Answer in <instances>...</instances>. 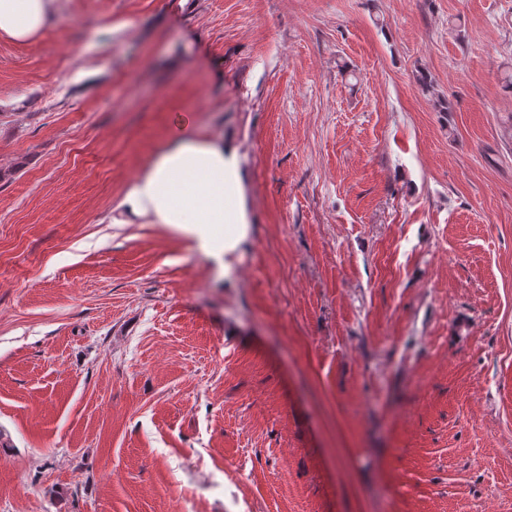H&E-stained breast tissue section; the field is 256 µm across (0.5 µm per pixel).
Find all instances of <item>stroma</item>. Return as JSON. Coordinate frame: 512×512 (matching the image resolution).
Masks as SVG:
<instances>
[{
    "mask_svg": "<svg viewBox=\"0 0 512 512\" xmlns=\"http://www.w3.org/2000/svg\"><path fill=\"white\" fill-rule=\"evenodd\" d=\"M511 74L512 0L0 36V512H512ZM177 112L248 176L220 263L105 220Z\"/></svg>",
    "mask_w": 512,
    "mask_h": 512,
    "instance_id": "stroma-1",
    "label": "stroma"
}]
</instances>
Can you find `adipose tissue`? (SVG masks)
Wrapping results in <instances>:
<instances>
[{
	"instance_id": "1",
	"label": "adipose tissue",
	"mask_w": 512,
	"mask_h": 512,
	"mask_svg": "<svg viewBox=\"0 0 512 512\" xmlns=\"http://www.w3.org/2000/svg\"><path fill=\"white\" fill-rule=\"evenodd\" d=\"M58 0H0V35L19 43L39 37L57 15ZM177 129L148 170L120 200L122 223L140 219L185 231L202 254L222 258L243 236L248 222L244 177L223 139L190 138Z\"/></svg>"
}]
</instances>
